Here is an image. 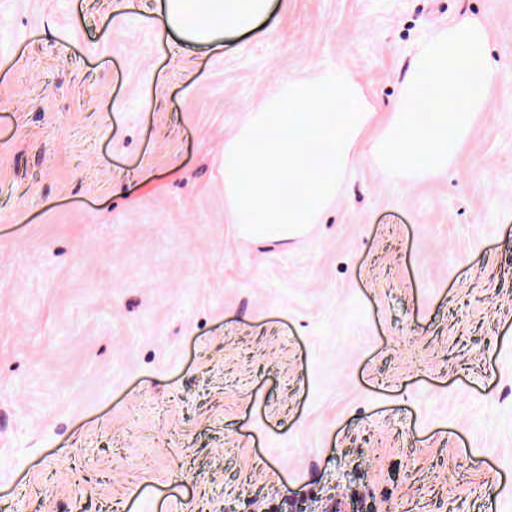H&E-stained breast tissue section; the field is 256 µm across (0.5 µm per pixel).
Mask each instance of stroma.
Instances as JSON below:
<instances>
[{"label":"stroma","mask_w":512,"mask_h":512,"mask_svg":"<svg viewBox=\"0 0 512 512\" xmlns=\"http://www.w3.org/2000/svg\"><path fill=\"white\" fill-rule=\"evenodd\" d=\"M157 0H0V512H512V0H274L222 50ZM486 19L500 83L447 173L369 156L244 237L224 140L346 68L388 108Z\"/></svg>","instance_id":"35a3bbf8"}]
</instances>
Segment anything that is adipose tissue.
Here are the masks:
<instances>
[{
  "label": "adipose tissue",
  "instance_id": "obj_1",
  "mask_svg": "<svg viewBox=\"0 0 512 512\" xmlns=\"http://www.w3.org/2000/svg\"><path fill=\"white\" fill-rule=\"evenodd\" d=\"M272 0H162L150 24L182 40L212 48L258 29Z\"/></svg>",
  "mask_w": 512,
  "mask_h": 512
}]
</instances>
